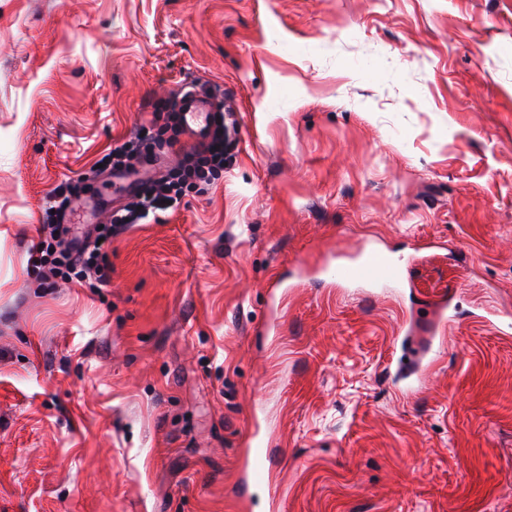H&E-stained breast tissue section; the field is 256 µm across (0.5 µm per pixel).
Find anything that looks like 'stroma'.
<instances>
[{
	"mask_svg": "<svg viewBox=\"0 0 512 512\" xmlns=\"http://www.w3.org/2000/svg\"><path fill=\"white\" fill-rule=\"evenodd\" d=\"M190 82L223 179L114 237L103 295L36 288L46 196L108 222L98 164ZM370 244L404 288L319 281ZM509 483L512 0H0V512H512ZM253 453V467L250 471L251 482L257 485H265L269 479L270 467H267L269 456L259 442L255 443Z\"/></svg>",
	"mask_w": 512,
	"mask_h": 512,
	"instance_id": "1",
	"label": "stroma"
}]
</instances>
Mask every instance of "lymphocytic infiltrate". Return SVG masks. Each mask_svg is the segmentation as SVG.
Masks as SVG:
<instances>
[{
    "label": "lymphocytic infiltrate",
    "mask_w": 512,
    "mask_h": 512,
    "mask_svg": "<svg viewBox=\"0 0 512 512\" xmlns=\"http://www.w3.org/2000/svg\"><path fill=\"white\" fill-rule=\"evenodd\" d=\"M178 124L177 113L167 111L163 124L145 129L137 141L113 148L110 172L137 173L147 158L158 163L159 169L143 179L140 188L113 212L111 223H66L78 186L70 180L58 184L49 197V222L43 225V238L27 261V274L50 288L75 280L102 293L110 283L109 247L114 236L126 225L144 223L151 215L177 207L186 192L207 191L223 176L227 137L220 120L215 123L208 146L187 154L179 168L161 166L160 160L169 146L164 135Z\"/></svg>",
    "instance_id": "lymphocytic-infiltrate-1"
}]
</instances>
